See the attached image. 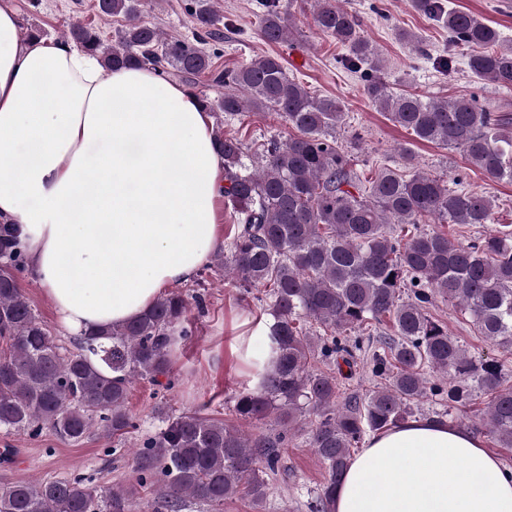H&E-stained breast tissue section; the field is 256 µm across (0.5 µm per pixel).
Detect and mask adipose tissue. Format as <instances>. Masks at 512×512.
Returning <instances> with one entry per match:
<instances>
[{
  "label": "adipose tissue",
  "mask_w": 512,
  "mask_h": 512,
  "mask_svg": "<svg viewBox=\"0 0 512 512\" xmlns=\"http://www.w3.org/2000/svg\"><path fill=\"white\" fill-rule=\"evenodd\" d=\"M224 169L187 88L149 68L104 70L31 37L0 0V222L19 225L36 281L75 334L141 315L217 249ZM246 323L231 351L252 389L275 356ZM476 475L494 476L475 492ZM334 512H512V476L469 431L428 418L371 437Z\"/></svg>",
  "instance_id": "1"
}]
</instances>
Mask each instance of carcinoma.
<instances>
[{
    "mask_svg": "<svg viewBox=\"0 0 512 512\" xmlns=\"http://www.w3.org/2000/svg\"><path fill=\"white\" fill-rule=\"evenodd\" d=\"M146 0H97L98 13L125 24L112 43L76 23L70 38L100 57L104 69L148 65L193 85L201 75L222 89L205 110L232 119L245 111L276 114L288 126L284 140L257 148L217 133L224 159V200L235 223L212 266L273 318L277 361L261 388L234 398L232 412L247 423L270 420L258 436L207 414H166L155 434L133 452L136 485L118 490L82 478L16 481L0 487V512H122L139 490L160 487L144 512H183L192 502L220 504L245 492L263 508L269 476L279 472L283 449L307 435L326 469L306 503L308 512H333L336 488L353 449L414 415L427 399L441 402L442 421L466 413L479 400L472 429L512 447V386L499 359L476 361L428 313L436 299L472 319L477 332L512 352V226L476 233L466 244L419 230L439 224L489 223L493 199L416 169L411 151L404 169L383 165L355 196L358 176L336 129L346 112L334 98L311 95L288 76L281 59L261 55L224 69L208 41L224 39L213 0H191L192 39H162L160 27L142 19ZM412 7L448 30V43L465 51L468 69L483 83L512 90V44L477 16L446 0H411ZM316 30L346 50L341 65L360 74L371 102L422 142L462 150L491 182H512V131L507 118L475 96L426 100L397 92L378 75L375 50L358 18L338 0H315ZM259 36L268 43L293 40L290 15L279 0H261ZM393 224H410L402 236ZM27 257L12 224H0V430L38 434L47 429L78 443L93 428L121 439L135 428L127 407L133 384L173 388L175 338L193 336L188 300L181 291L160 296L143 316L92 330L68 353L55 344L18 283ZM393 323L380 347L349 330L368 322ZM369 366L385 383L364 395L340 393L342 366Z\"/></svg>",
    "mask_w": 512,
    "mask_h": 512,
    "instance_id": "cac0c4a2",
    "label": "carcinoma"
}]
</instances>
